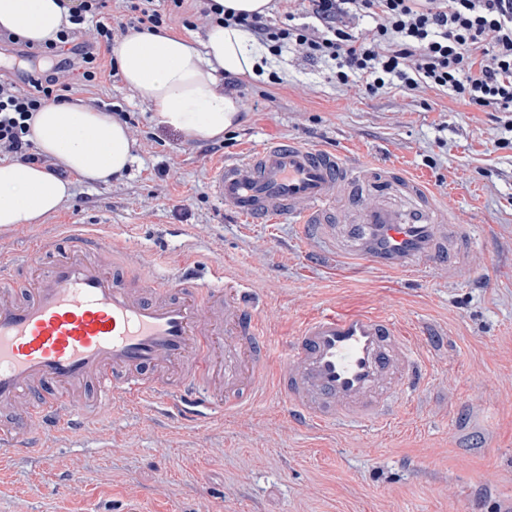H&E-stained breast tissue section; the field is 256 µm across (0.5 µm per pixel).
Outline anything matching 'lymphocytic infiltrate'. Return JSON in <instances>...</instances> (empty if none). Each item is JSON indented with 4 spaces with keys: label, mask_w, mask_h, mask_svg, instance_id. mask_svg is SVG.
<instances>
[{
    "label": "lymphocytic infiltrate",
    "mask_w": 512,
    "mask_h": 512,
    "mask_svg": "<svg viewBox=\"0 0 512 512\" xmlns=\"http://www.w3.org/2000/svg\"><path fill=\"white\" fill-rule=\"evenodd\" d=\"M275 17L224 10L216 0H68L55 39L35 43L9 30L0 43L18 49L22 81L0 77V157L64 167L36 153L28 138L35 112L67 101L74 84L97 87L106 54L127 30H192L197 20L254 33L272 55L292 47L328 64L337 84L375 95L396 87L449 92L495 112L512 110V0H275ZM371 23L361 30L359 18ZM95 36L86 39L87 26Z\"/></svg>",
    "instance_id": "1"
}]
</instances>
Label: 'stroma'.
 <instances>
[{
    "label": "stroma",
    "mask_w": 512,
    "mask_h": 512,
    "mask_svg": "<svg viewBox=\"0 0 512 512\" xmlns=\"http://www.w3.org/2000/svg\"><path fill=\"white\" fill-rule=\"evenodd\" d=\"M274 71L279 83L242 85L244 120L215 151L149 123V100L121 77L75 87L88 107L122 112L137 159L109 184L74 181L38 223L0 227V253L99 224L143 274L187 266L206 283L223 266L275 345L327 307L378 311L413 336L424 386L397 392L390 427L334 435L289 424L271 390L205 426L98 406L85 436L56 435L47 456H0V512H512V112L429 88L371 96L292 50ZM288 138L423 176L473 227L468 274L354 272L313 258L296 225L220 210L212 164Z\"/></svg>",
    "instance_id": "35a3bbf8"
}]
</instances>
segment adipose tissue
<instances>
[{
  "mask_svg": "<svg viewBox=\"0 0 512 512\" xmlns=\"http://www.w3.org/2000/svg\"><path fill=\"white\" fill-rule=\"evenodd\" d=\"M58 2L0 0V28L38 42L55 38L65 14ZM112 53L123 81L150 101L151 122L190 140L221 137L240 122L241 101L224 92L221 76L255 80L270 66L267 49L250 32L221 24L209 26L200 40L134 31ZM28 138L87 182L108 183L135 160L128 125L76 101L35 112ZM70 195V181L42 167L0 160V227L36 223Z\"/></svg>",
  "mask_w": 512,
  "mask_h": 512,
  "instance_id": "1",
  "label": "adipose tissue"
}]
</instances>
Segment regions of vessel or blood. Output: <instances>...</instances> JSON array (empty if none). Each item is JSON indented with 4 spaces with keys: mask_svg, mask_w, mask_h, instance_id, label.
Instances as JSON below:
<instances>
[{
    "mask_svg": "<svg viewBox=\"0 0 512 512\" xmlns=\"http://www.w3.org/2000/svg\"><path fill=\"white\" fill-rule=\"evenodd\" d=\"M218 202L252 222L299 226L310 252L400 273L437 266L455 280L466 274L471 234L424 179L382 164L354 165L349 156L299 141L273 143L214 165ZM351 221L334 225L337 209ZM65 247L49 264L39 240L22 254H0V446L38 453L30 424L46 434L79 430L89 387L126 403L174 407L205 419L204 391L216 374L232 397L225 415L250 408L267 388L292 421L315 429L390 422L391 392L416 387L420 360L408 332L381 313L329 311L301 321L279 347L281 367L268 380L270 345L241 297L193 277L147 282L107 236L65 225ZM29 266L28 282L5 270ZM227 330L223 351L214 344Z\"/></svg>",
    "mask_w": 512,
    "mask_h": 512,
    "instance_id": "obj_1",
    "label": "vessel or blood"
}]
</instances>
